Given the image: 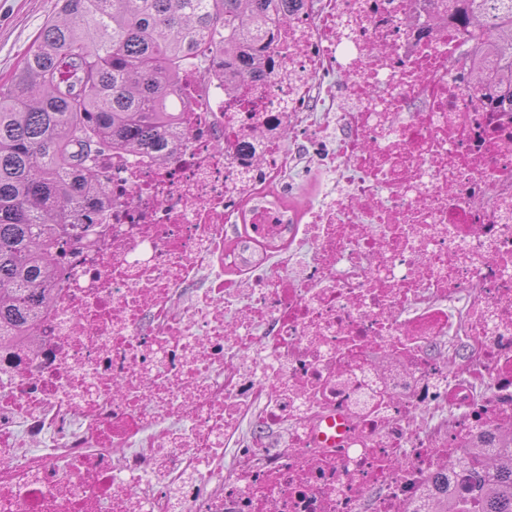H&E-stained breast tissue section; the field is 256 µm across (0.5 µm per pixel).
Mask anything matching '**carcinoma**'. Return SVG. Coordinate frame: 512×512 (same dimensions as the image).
Masks as SVG:
<instances>
[{"label": "carcinoma", "instance_id": "carcinoma-1", "mask_svg": "<svg viewBox=\"0 0 512 512\" xmlns=\"http://www.w3.org/2000/svg\"><path fill=\"white\" fill-rule=\"evenodd\" d=\"M298 0H58L35 49L0 83V325L23 326L63 272L102 152L171 148L168 88L188 64L223 62L246 81L264 48L254 32ZM477 40L500 67L492 101L512 105V0H464ZM472 498L512 512V450L485 460Z\"/></svg>", "mask_w": 512, "mask_h": 512}]
</instances>
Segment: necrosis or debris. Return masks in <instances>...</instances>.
I'll return each instance as SVG.
<instances>
[{"instance_id":"necrosis-or-debris-1","label":"necrosis or debris","mask_w":512,"mask_h":512,"mask_svg":"<svg viewBox=\"0 0 512 512\" xmlns=\"http://www.w3.org/2000/svg\"><path fill=\"white\" fill-rule=\"evenodd\" d=\"M274 33L267 78L190 66L176 148L98 168L104 237L0 336V512H419L512 445V111L467 88L494 69L446 0ZM243 220L266 250H225Z\"/></svg>"}]
</instances>
